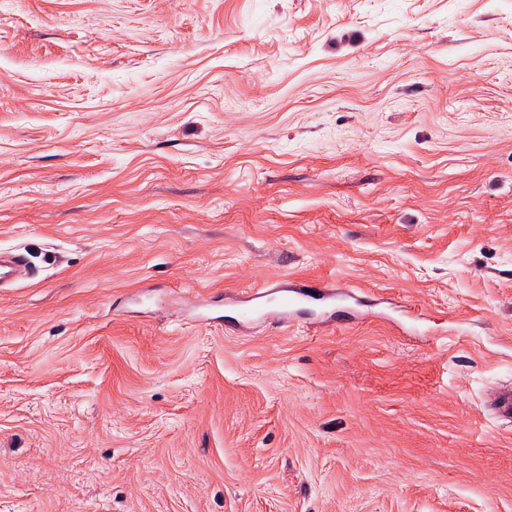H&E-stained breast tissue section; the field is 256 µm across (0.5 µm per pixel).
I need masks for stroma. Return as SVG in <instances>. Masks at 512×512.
<instances>
[{
    "mask_svg": "<svg viewBox=\"0 0 512 512\" xmlns=\"http://www.w3.org/2000/svg\"><path fill=\"white\" fill-rule=\"evenodd\" d=\"M0 251V512H512V0H0ZM264 287L253 290L249 296L239 301L241 307L239 309L240 316L243 319H248L253 316H264L266 315L267 309L274 302L277 308V311L280 315H287L289 310L293 307L298 296L300 295L302 298H315L313 291L311 290H301V292L295 293L297 297H288V296H276L274 293H267L263 291ZM275 295V296H274Z\"/></svg>",
    "mask_w": 512,
    "mask_h": 512,
    "instance_id": "obj_1",
    "label": "stroma"
}]
</instances>
